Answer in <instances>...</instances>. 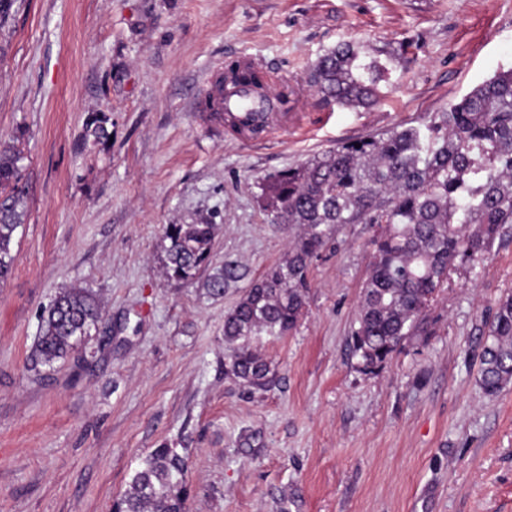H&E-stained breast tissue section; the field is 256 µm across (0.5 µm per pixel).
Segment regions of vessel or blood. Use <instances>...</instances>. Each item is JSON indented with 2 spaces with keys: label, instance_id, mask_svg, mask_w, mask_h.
I'll return each mask as SVG.
<instances>
[{
  "label": "vessel or blood",
  "instance_id": "obj_1",
  "mask_svg": "<svg viewBox=\"0 0 512 512\" xmlns=\"http://www.w3.org/2000/svg\"><path fill=\"white\" fill-rule=\"evenodd\" d=\"M210 88L204 99L209 112L233 113L236 124L243 129L256 126L269 127L276 109L273 94L257 96L246 86H225L221 71H214L208 78Z\"/></svg>",
  "mask_w": 512,
  "mask_h": 512
}]
</instances>
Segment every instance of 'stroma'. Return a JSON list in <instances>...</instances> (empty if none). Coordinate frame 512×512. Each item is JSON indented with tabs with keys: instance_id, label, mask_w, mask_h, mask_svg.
<instances>
[{
	"instance_id": "35a3bbf8",
	"label": "stroma",
	"mask_w": 512,
	"mask_h": 512,
	"mask_svg": "<svg viewBox=\"0 0 512 512\" xmlns=\"http://www.w3.org/2000/svg\"><path fill=\"white\" fill-rule=\"evenodd\" d=\"M413 43L368 109L322 102L309 66L341 41ZM263 69L278 126L250 141L202 112L207 73ZM512 67V0H14L0 25V143L25 154L18 260L0 285V512H111L139 459L189 451L187 512H512V386L480 388L482 345L512 293V236L451 270L425 333L361 371L349 345L369 242L346 224L311 266L304 315L263 338L276 384L224 376V315L288 253L256 183L425 122ZM105 117L108 138L87 133ZM217 225L218 298L167 280L164 224ZM103 306L48 368L41 316L60 288Z\"/></svg>"
}]
</instances>
